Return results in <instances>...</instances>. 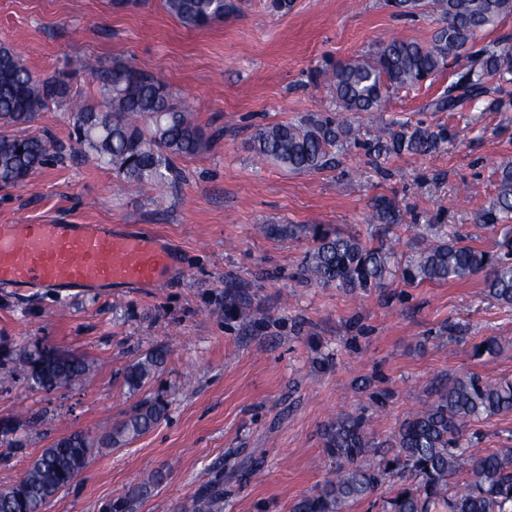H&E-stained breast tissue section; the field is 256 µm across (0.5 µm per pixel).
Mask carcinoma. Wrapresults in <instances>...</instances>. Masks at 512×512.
I'll return each mask as SVG.
<instances>
[{
  "label": "carcinoma",
  "mask_w": 512,
  "mask_h": 512,
  "mask_svg": "<svg viewBox=\"0 0 512 512\" xmlns=\"http://www.w3.org/2000/svg\"><path fill=\"white\" fill-rule=\"evenodd\" d=\"M168 13L188 29L222 21L237 11L235 0H163ZM397 12L416 16L428 7L443 24L431 42L392 39L369 56L340 63L328 75L336 110L377 112L391 91L423 83L449 63L467 61L455 85L467 98L480 100L512 83V51L494 43L478 45L480 35L512 14V0H391ZM99 87L101 102L92 105L71 90L72 71L40 77L27 68L14 49L0 44V186L24 182L56 158L49 137L22 136L14 128L30 122L52 105L68 106L76 150L93 156L125 183L137 188L168 184L177 188L182 171L177 160L208 150L213 139L167 83L132 66L74 64ZM498 80L496 89L485 79ZM444 132L401 127L391 142L360 140L353 123L310 113L297 123H276L259 129L250 143L257 159L294 173L329 167L346 144L361 145L381 156L404 150L424 154L438 146ZM497 194L489 212L491 224L502 225L504 252L477 249L459 237L432 241L406 261L384 243L374 247L355 236L316 227L301 264V278L322 287L359 294L380 288L390 277L408 284L444 283L484 276L486 296L512 308V161L497 168ZM384 224H396L399 213L389 203L376 204ZM297 224H270L276 237L301 233ZM157 347L131 363L124 374L131 390L144 386L166 361ZM29 385L51 392L86 376L92 364L74 354L39 346L25 352L0 349ZM162 401L144 402L113 430L108 445L127 442L150 431L166 414ZM512 412V380H492L476 372L452 379L436 392L424 410L404 420L393 437V454L370 458L378 447L364 414H343L323 432L329 456L343 462L334 481L294 505L293 512H344L393 478H408L386 501V512H512V448L474 453L466 448L465 431L476 421ZM95 451L93 440L72 432L54 440L28 464L23 478L0 490V512H42L46 503L68 488ZM138 486L106 506L107 512H131L133 501L149 494ZM193 512H224V483L214 478L199 489Z\"/></svg>",
  "instance_id": "carcinoma-1"
}]
</instances>
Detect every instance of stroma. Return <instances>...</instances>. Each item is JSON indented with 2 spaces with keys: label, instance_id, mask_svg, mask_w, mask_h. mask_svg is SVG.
<instances>
[{
  "label": "stroma",
  "instance_id": "35a3bbf8",
  "mask_svg": "<svg viewBox=\"0 0 512 512\" xmlns=\"http://www.w3.org/2000/svg\"><path fill=\"white\" fill-rule=\"evenodd\" d=\"M221 22L189 30L163 0H0V43L49 75L80 59L124 63L163 79L187 102L215 145L177 162L184 180L166 209L94 160L73 155L69 114L53 106L21 126L63 148L22 185L0 188V224H129L165 241L174 274L147 288H0V347L44 346L88 360L91 371L53 392L0 365V488L74 431L102 442L77 480L44 512H104L112 499L163 479L135 512H192L198 487L224 467V512H292L339 466L322 429L342 413H365L377 441L423 410L436 389L464 372L512 380V309L489 299L483 276L459 283L387 281L361 295L303 282L310 235L268 236L269 224L323 225L367 243L392 242L411 256L424 239L456 233L494 251L502 239L488 213L496 166L512 160V111L487 100L438 111L458 65L391 92L383 111L351 120L361 139L400 125L442 128L424 155L385 158L348 146L334 165L293 174L257 163L249 149L264 126L335 109L322 69L372 53L382 41L428 42L435 14L402 16L389 0H237ZM401 221L383 224L375 202ZM252 317L230 316V290ZM498 337L497 355L473 348ZM165 347L162 370L140 390L126 367ZM161 399L167 415L125 443L105 441L129 413ZM474 450L512 447V413L475 422Z\"/></svg>",
  "mask_w": 512,
  "mask_h": 512
}]
</instances>
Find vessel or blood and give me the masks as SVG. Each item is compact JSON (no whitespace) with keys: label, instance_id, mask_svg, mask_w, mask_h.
<instances>
[{"label":"vessel or blood","instance_id":"obj_1","mask_svg":"<svg viewBox=\"0 0 512 512\" xmlns=\"http://www.w3.org/2000/svg\"><path fill=\"white\" fill-rule=\"evenodd\" d=\"M173 265L161 239L115 224H0V288H140Z\"/></svg>","mask_w":512,"mask_h":512}]
</instances>
